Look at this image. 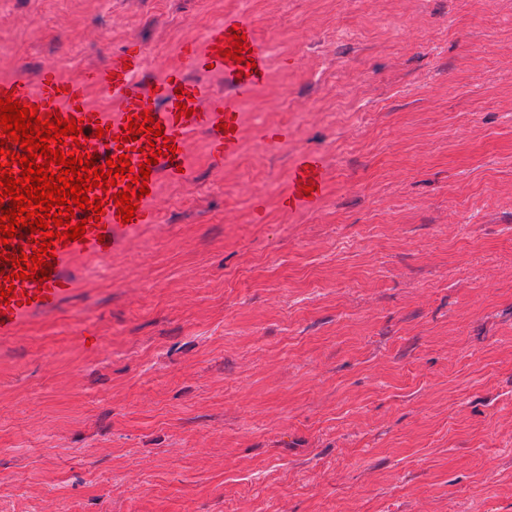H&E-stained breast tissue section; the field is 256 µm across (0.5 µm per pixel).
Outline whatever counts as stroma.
<instances>
[{
    "instance_id": "1",
    "label": "stroma",
    "mask_w": 512,
    "mask_h": 512,
    "mask_svg": "<svg viewBox=\"0 0 512 512\" xmlns=\"http://www.w3.org/2000/svg\"><path fill=\"white\" fill-rule=\"evenodd\" d=\"M228 15L269 48L238 153L191 135L158 228L0 343V512H512V0H6L0 79L135 40L142 87ZM310 166H314V170H310ZM308 171V174H305ZM290 188L284 195L282 201V218L284 222H288L293 212L298 208L315 209L322 202V185H323V160L320 156L300 152L294 159L293 170L289 176ZM308 180H313L318 188L311 189V198H308L303 191H299V185L308 184Z\"/></svg>"
}]
</instances>
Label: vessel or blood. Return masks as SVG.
Segmentation results:
<instances>
[{
  "mask_svg": "<svg viewBox=\"0 0 512 512\" xmlns=\"http://www.w3.org/2000/svg\"><path fill=\"white\" fill-rule=\"evenodd\" d=\"M245 33L246 42L256 63L248 75L238 73L235 61L223 60L216 53L217 48L225 46L231 29ZM182 59L192 67L196 78H188L182 70L175 69L157 80L155 89L138 91L132 83L135 75L144 71L146 54L138 43H130L121 51L113 53L110 61L102 67H91L84 71L81 82L72 83L61 77L58 70L51 66L43 67L37 79H30L26 72H18L13 78L0 81V91H13L19 101L36 104L39 114L60 113L64 118H77L82 122L83 132L87 134L88 151L98 153L99 157H119L115 137L122 131L126 117L151 110L156 122L164 127L165 136L174 139L177 152L174 158L160 157L151 168L149 188H156L160 178L182 183L193 179V170L188 169L186 155L188 135L193 131L205 133L210 142L212 155L224 159L237 153L240 143L234 127L238 123V103L252 98L256 88L264 81L268 61L266 46L256 33L253 22L242 15L225 17L224 21L211 28L204 42L187 40L178 47ZM216 73L224 78L229 95L214 94L205 81L207 73ZM96 87L112 96L118 102V114L93 113L87 105L84 91L86 87ZM184 89L186 95L194 99L195 113L191 117H182L176 107L177 89ZM227 124L228 132L218 131V124ZM110 129L109 136L95 138L97 126ZM290 188L282 201L283 218H290L299 208L314 209L322 202L321 185L323 183V160L320 156L301 152L294 159L293 170L289 176ZM314 182L312 193L301 191V184ZM152 197H144L138 202V210L133 220L121 223L116 216L113 201H105L104 215L99 226H87L84 241L70 244L55 242L57 262L52 268L50 280L37 283L16 280L17 293L32 295V303L12 306L11 310L0 317V342L16 337L28 322L55 315L63 301L76 290L72 270L76 265L111 259L113 255L124 251L129 237L146 228L157 226L158 216L152 206Z\"/></svg>",
  "mask_w": 512,
  "mask_h": 512,
  "instance_id": "vessel-or-blood-1",
  "label": "vessel or blood"
}]
</instances>
